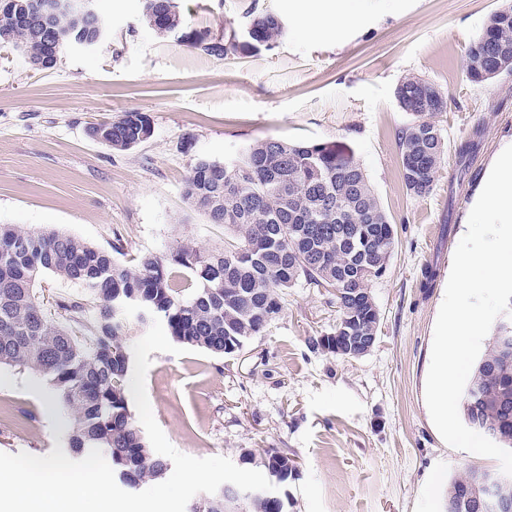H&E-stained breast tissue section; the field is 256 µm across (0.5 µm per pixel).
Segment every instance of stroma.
I'll return each instance as SVG.
<instances>
[{
    "label": "stroma",
    "instance_id": "obj_1",
    "mask_svg": "<svg viewBox=\"0 0 512 512\" xmlns=\"http://www.w3.org/2000/svg\"><path fill=\"white\" fill-rule=\"evenodd\" d=\"M194 28L221 35L248 11L287 24L283 40L250 57L215 59L160 39L143 0H95L105 37L68 47L57 66L33 69L0 47V224L57 229L112 252L124 265L177 245L223 247L224 228L184 197L197 159L224 160L261 138L343 141L365 169L398 245L372 293L381 312L374 348L343 358L312 347L338 320L336 292L304 282L283 309L231 356L194 348L152 353V413L179 452L224 456L258 470L269 449L295 471L285 512H445L428 487L498 460L453 448L425 401L434 326L470 204L489 164L512 140V75L469 83L462 58L505 0H358L359 21L340 38L296 33V0H178ZM408 74L447 98L433 115L448 143L429 194L407 192L397 134L409 120L395 99ZM138 110L150 137L116 152L94 124ZM481 135L467 167L456 148ZM432 268V288H421ZM71 413L43 379L0 366V452L44 456L66 443Z\"/></svg>",
    "mask_w": 512,
    "mask_h": 512
}]
</instances>
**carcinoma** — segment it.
I'll return each mask as SVG.
<instances>
[{"mask_svg": "<svg viewBox=\"0 0 512 512\" xmlns=\"http://www.w3.org/2000/svg\"><path fill=\"white\" fill-rule=\"evenodd\" d=\"M29 14L61 4L51 17L71 43H93L102 16L77 26L70 0H23ZM159 21L149 28L160 38L223 59L247 57L271 49L285 35L280 16L265 13L241 32L213 36L193 28L176 0H145ZM20 50L33 64L44 43L27 24L0 17V46ZM512 49V8L493 13L465 50L464 59L483 58V69L462 66L475 84L495 72V49ZM427 80L404 76L395 97L409 122L398 132L401 175L407 191L423 196L433 188L447 150L437 125L425 119L417 96ZM150 128L144 112L131 110L92 127V135L114 151L137 147ZM475 129L462 142L461 164L477 147ZM188 202L209 223L224 226V248L202 251L183 243L165 258L144 255L131 266L79 237L54 229L31 230L0 224V366L35 373L55 398L72 412L69 449L87 456L94 448L112 460L119 477L137 487L163 478L166 459L147 447L129 410L126 376L129 357L122 345L129 313L144 323L158 316L178 342L224 356L265 329L267 308L282 311V295L301 281L336 290L339 320L333 333L313 339L314 346L336 352L341 338L378 333L381 314L370 291L382 278L397 246V233L352 148L338 141L289 142L276 138L249 143L231 162L199 158L185 181ZM46 274L81 284L94 302L93 320L86 304L57 302L58 316L48 313L36 292ZM194 287L188 298L180 289ZM87 335H76L73 327ZM461 404L466 425L482 435L497 429L512 442V355L497 341L476 361ZM489 470H470L448 484L447 501L466 484H479Z\"/></svg>", "mask_w": 512, "mask_h": 512, "instance_id": "obj_1", "label": "carcinoma"}]
</instances>
